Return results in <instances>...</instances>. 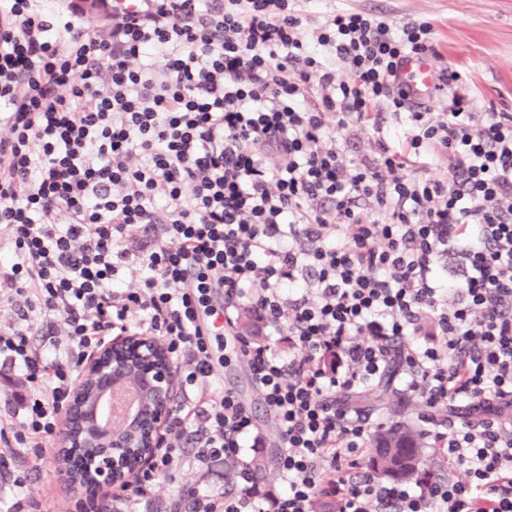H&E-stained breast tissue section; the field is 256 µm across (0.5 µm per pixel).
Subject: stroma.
<instances>
[{
    "label": "stroma",
    "instance_id": "obj_1",
    "mask_svg": "<svg viewBox=\"0 0 512 512\" xmlns=\"http://www.w3.org/2000/svg\"><path fill=\"white\" fill-rule=\"evenodd\" d=\"M307 29L320 26L337 9L373 11L394 23L410 19L430 22L434 28L437 66H450L460 73L463 87L477 110L495 106L512 112V0H301ZM226 386L232 388L251 410L259 427L273 423L265 411L248 367L232 360L222 368ZM189 438H182L175 466L181 484L159 477L147 495L143 512H172L177 494L201 489L220 491L233 485L234 468L215 461L202 464ZM16 470L26 472L24 486L0 477V512H9L14 503L37 506L39 512H74L72 488L61 480L55 451L34 460L28 449L5 448Z\"/></svg>",
    "mask_w": 512,
    "mask_h": 512
}]
</instances>
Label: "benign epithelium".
Segmentation results:
<instances>
[{"mask_svg":"<svg viewBox=\"0 0 512 512\" xmlns=\"http://www.w3.org/2000/svg\"><path fill=\"white\" fill-rule=\"evenodd\" d=\"M84 377L91 379L94 394L82 398L72 391L65 424L54 441L59 448L58 473L83 498H99L120 489L130 475L143 468L172 432L177 383L168 348L153 336L122 335L112 338L86 363ZM132 387L137 403L119 425L104 414L116 387ZM146 437L149 452L132 457L133 436ZM89 467L92 481L79 484L71 473Z\"/></svg>","mask_w":512,"mask_h":512,"instance_id":"1","label":"benign epithelium"}]
</instances>
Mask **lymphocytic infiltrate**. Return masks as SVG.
Instances as JSON below:
<instances>
[{"label": "lymphocytic infiltrate", "mask_w": 512, "mask_h": 512, "mask_svg": "<svg viewBox=\"0 0 512 512\" xmlns=\"http://www.w3.org/2000/svg\"><path fill=\"white\" fill-rule=\"evenodd\" d=\"M132 2L114 0L105 41L50 0H0V358L40 393L0 441L42 459L81 367L127 332L211 389L208 408L176 406V432L235 462L242 489L195 491L191 512H512V113L473 111L448 68L447 111L409 107L394 83L434 49L424 21L340 10L310 32L297 0ZM383 103L399 125L351 153ZM245 303L290 336L285 355L235 350L279 439L281 486L262 498L249 456L266 438L214 361ZM44 312L68 337L48 360ZM394 357L446 469L412 487L364 468L369 423L342 402Z\"/></svg>", "instance_id": "obj_1"}]
</instances>
